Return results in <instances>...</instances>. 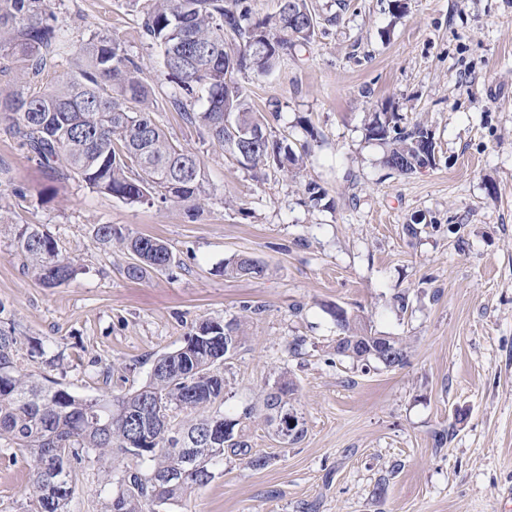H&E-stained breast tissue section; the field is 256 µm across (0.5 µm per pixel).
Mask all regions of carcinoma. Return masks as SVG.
Masks as SVG:
<instances>
[{
    "label": "carcinoma",
    "mask_w": 512,
    "mask_h": 512,
    "mask_svg": "<svg viewBox=\"0 0 512 512\" xmlns=\"http://www.w3.org/2000/svg\"><path fill=\"white\" fill-rule=\"evenodd\" d=\"M317 24L307 0H279L278 12L255 20L244 0H150L142 27L158 53L172 109L191 127L250 168L274 163L300 166L287 139L266 131L261 113L238 75H263L297 42L311 38ZM61 27L47 0H0V72L18 67L22 87L0 95V115L11 121L21 145L48 167L66 172L96 191L130 203L155 197L189 203L199 209L206 176L199 156L174 143L156 123L158 102L143 78V67L115 38L95 37L79 48L75 70L55 81L44 80L51 53L60 45ZM259 129L264 137L241 144V130ZM367 136L386 145L382 163L399 175L435 165V142L422 124L400 126L399 115L377 114ZM27 270L44 286L57 287L77 276L74 262L37 224H20L0 214ZM97 240L118 246L135 258L129 277L141 279L172 266L174 255L156 238L99 224ZM266 266L257 258L224 261V275L259 278ZM339 335L336 355L386 368L404 366L408 344L399 336L378 335L356 314L332 311ZM18 336L0 329V441L23 449L30 458V497L34 512H68L69 499L54 496L51 482L72 480L74 466L118 452L135 460L123 471L110 512H143L156 500L171 504L202 484V475L224 460L225 451L248 447L242 422L209 413L224 399V325L205 320L177 349L158 356L163 369L150 373L140 388L120 397L84 398L63 387L45 385L18 365ZM294 382L284 376L266 392L258 416L274 435L278 419L297 412ZM193 417L171 424L170 413ZM151 419L136 430L137 412ZM229 422L231 437L198 451L201 469L165 480L175 470L178 449L193 447L214 425Z\"/></svg>",
    "instance_id": "cac0c4a2"
}]
</instances>
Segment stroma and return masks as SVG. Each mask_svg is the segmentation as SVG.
<instances>
[{
    "label": "stroma",
    "instance_id": "1",
    "mask_svg": "<svg viewBox=\"0 0 512 512\" xmlns=\"http://www.w3.org/2000/svg\"><path fill=\"white\" fill-rule=\"evenodd\" d=\"M404 2L398 14L393 0H309L311 39L270 74L240 76L269 131L305 153L291 178L241 166L165 104L146 0H49L66 28L50 76L89 39H118L144 67L156 122L203 161L208 195L191 214L96 192L41 164L0 117V205L79 269L44 287L0 232V328L60 358L26 355L24 368L82 397L121 396L200 321L236 317L247 336L215 410L242 416L283 375L297 386L300 441L248 420L245 452L167 512H512V0ZM377 112L430 128L436 167L386 168L366 136ZM310 181L327 191L319 203ZM100 224L164 241L174 265L129 279L130 255L96 241ZM234 255L265 276L225 275ZM337 305L406 337L407 364L338 357ZM131 462L76 467L68 512H107ZM29 477L26 454L0 443V512H31Z\"/></svg>",
    "mask_w": 512,
    "mask_h": 512
}]
</instances>
